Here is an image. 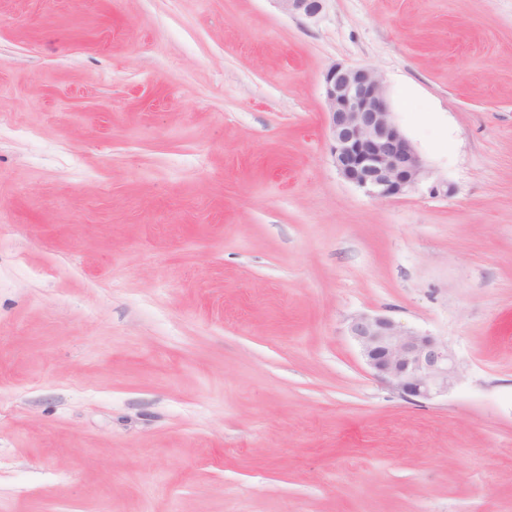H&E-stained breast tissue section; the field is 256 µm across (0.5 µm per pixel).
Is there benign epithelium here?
<instances>
[{
  "label": "benign epithelium",
  "mask_w": 512,
  "mask_h": 512,
  "mask_svg": "<svg viewBox=\"0 0 512 512\" xmlns=\"http://www.w3.org/2000/svg\"><path fill=\"white\" fill-rule=\"evenodd\" d=\"M286 15L312 21L327 0H275ZM327 134L340 175L365 194L391 199L428 178L424 161L392 118L380 76L366 68L332 64L323 75ZM349 336L372 375L407 399L448 393L460 368L448 345L384 315L351 318Z\"/></svg>",
  "instance_id": "1"
}]
</instances>
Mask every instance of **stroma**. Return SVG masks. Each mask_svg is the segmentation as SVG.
<instances>
[{"mask_svg":"<svg viewBox=\"0 0 512 512\" xmlns=\"http://www.w3.org/2000/svg\"><path fill=\"white\" fill-rule=\"evenodd\" d=\"M335 63L427 183L340 176ZM0 512H512V0H0ZM286 15L298 16L312 21L322 13L328 0H274ZM347 331L372 375L404 398L443 396L459 379L458 361L447 344L390 317L361 313Z\"/></svg>","mask_w":512,"mask_h":512,"instance_id":"obj_1","label":"stroma"}]
</instances>
